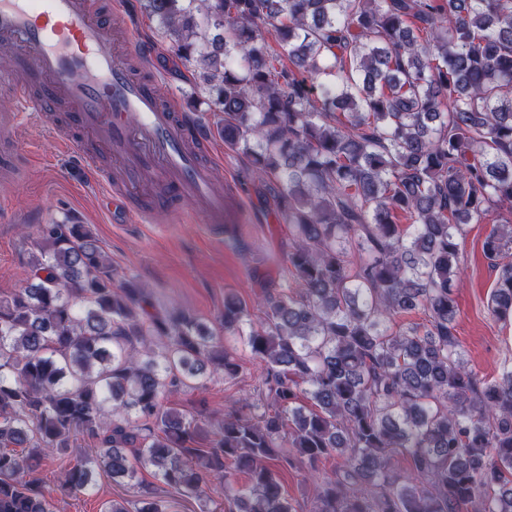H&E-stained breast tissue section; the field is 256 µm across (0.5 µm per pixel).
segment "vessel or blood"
Segmentation results:
<instances>
[{
    "instance_id": "b4317fda",
    "label": "vessel or blood",
    "mask_w": 512,
    "mask_h": 512,
    "mask_svg": "<svg viewBox=\"0 0 512 512\" xmlns=\"http://www.w3.org/2000/svg\"><path fill=\"white\" fill-rule=\"evenodd\" d=\"M0 42L27 45L28 63L43 80L36 97L26 85H11L16 120L26 110L66 103L75 132L60 136L58 145L82 156L88 143L105 147L117 175L96 169L92 177L113 206L125 210L139 198L137 216L198 214L218 230L240 221L239 210L211 190L210 130L163 100L157 81L130 73L123 56L149 60L150 46L131 36L117 49L89 0H0Z\"/></svg>"
}]
</instances>
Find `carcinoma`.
<instances>
[{
  "instance_id": "obj_1",
  "label": "carcinoma",
  "mask_w": 512,
  "mask_h": 512,
  "mask_svg": "<svg viewBox=\"0 0 512 512\" xmlns=\"http://www.w3.org/2000/svg\"><path fill=\"white\" fill-rule=\"evenodd\" d=\"M144 8L212 94L224 144L275 179L293 236L259 315L224 296V332L264 365L261 398L199 446L162 397L236 377L237 356L138 283L112 285L84 225L43 224L27 280L0 299V512H53L37 474L79 434L90 443L60 489L104 473L135 490L136 512L171 508L141 469L188 498L221 494L220 512H297L278 472L296 464L312 512H512V362L481 380L453 333L467 227L512 214V0ZM500 221L484 241L499 270L487 309L512 321ZM419 310L426 324H393Z\"/></svg>"
}]
</instances>
